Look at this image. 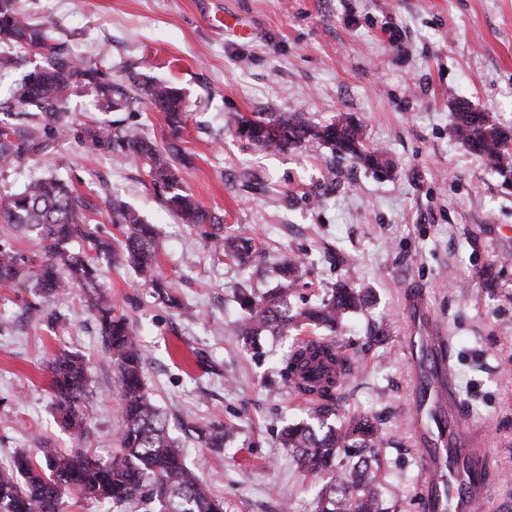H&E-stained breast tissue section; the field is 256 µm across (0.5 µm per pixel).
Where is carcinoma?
Returning <instances> with one entry per match:
<instances>
[{"mask_svg": "<svg viewBox=\"0 0 512 512\" xmlns=\"http://www.w3.org/2000/svg\"><path fill=\"white\" fill-rule=\"evenodd\" d=\"M16 2L0 0V43L34 51L42 64L27 71L13 90L15 116L22 118V127L0 128V171L46 152L67 133L65 103L79 91L101 98L112 110L147 103L165 114L172 134L180 132L184 106L177 88L153 82L116 89L111 75L97 64L61 52L48 27L32 22ZM449 118L455 138L483 158L503 183H512V127L468 105L454 109ZM235 131L260 152L317 141L367 169L391 166L383 151L364 144L362 126L347 114L320 125L307 112H254L238 117ZM76 142L87 157L107 153L117 161L144 162L153 189L180 223L218 254L242 264L254 256L252 236L244 231L224 235V225L186 194L180 170L185 156L178 144L161 146L126 131L120 120L86 128ZM107 205L112 223L121 229V240L100 235L87 215L84 198L54 175L33 177L0 202V224L35 234L40 246L38 258H26L11 239L0 236V285L31 288L46 303L69 288L84 290L118 375L123 418L121 446L106 460L89 448L45 452L40 459L34 455V449L45 446L40 437L33 438L29 448L13 449L9 461L0 463V512H63L64 498L72 492L118 512H224V501L210 491L198 469L187 464L166 414L146 390L145 357L129 321L99 290L95 259L104 257L116 267L134 270L159 300L178 305L172 283L157 270L153 225L114 198ZM77 240L86 243L90 253L72 252L69 245ZM300 268V261L290 259L280 267L275 288L260 295L240 292L238 303L246 315L237 327L238 336L258 350L264 336H286L299 327L328 332L307 346L299 342L291 346L267 383L271 391L288 386L301 395H317L306 418L282 428L280 441L301 470L328 476L312 512H386L376 482L380 424L361 415L340 419V390L356 368V359L347 353L348 345L339 333L347 315L365 306L368 291L341 283L319 304L297 306L292 298ZM48 369L54 417L77 438H84V408L92 390L83 358L63 352ZM195 432L205 448L224 447L232 434L221 422Z\"/></svg>", "mask_w": 512, "mask_h": 512, "instance_id": "carcinoma-1", "label": "carcinoma"}]
</instances>
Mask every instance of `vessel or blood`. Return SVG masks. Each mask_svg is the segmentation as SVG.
Returning a JSON list of instances; mask_svg holds the SVG:
<instances>
[{
	"label": "vessel or blood",
	"mask_w": 512,
	"mask_h": 512,
	"mask_svg": "<svg viewBox=\"0 0 512 512\" xmlns=\"http://www.w3.org/2000/svg\"><path fill=\"white\" fill-rule=\"evenodd\" d=\"M410 305L417 312L410 356L412 433L423 476L421 512H470L476 503L491 507L497 489L487 477L491 452L454 408L457 383L447 340L437 335L419 295H411Z\"/></svg>",
	"instance_id": "obj_1"
}]
</instances>
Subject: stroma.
Wrapping results in <instances>:
<instances>
[{"instance_id": "stroma-1", "label": "stroma", "mask_w": 512, "mask_h": 512, "mask_svg": "<svg viewBox=\"0 0 512 512\" xmlns=\"http://www.w3.org/2000/svg\"><path fill=\"white\" fill-rule=\"evenodd\" d=\"M71 56L103 65L121 85L161 81L185 102L180 144L191 158L183 185L225 230L256 235L257 261L215 255L177 223L143 164L85 158L74 136L106 119L166 143L163 113L148 104L105 109L95 95H71L69 133L49 154L0 177V197L32 177L71 181L95 225L119 236L103 202L113 195L154 224L158 271L180 308L159 302L129 269L98 259L99 283L127 316L147 356L146 383L175 435L185 425L222 421L223 449L187 440L189 462L224 512H311L322 478L305 474L278 433L305 402L264 384L291 337H266L254 355L236 336L240 289L263 293L278 267L305 261L295 304L319 303L353 279L371 303L347 317L358 360L342 388V412L379 420L377 481L391 512H419L418 446L411 435L412 314L407 289L453 339L452 368L462 417L483 434L512 512V186L457 142L448 115L455 99L512 125V0H21ZM309 112L324 124L353 116L366 144L393 161L375 174L335 158L318 142L253 152L235 132L238 116ZM29 289L0 286V462L32 435L50 447L82 446L107 456L122 430L117 375L85 293L48 303L50 323L27 312ZM384 327L378 343L370 331ZM85 356L91 398L84 440L53 421L49 362L60 351Z\"/></svg>"}]
</instances>
